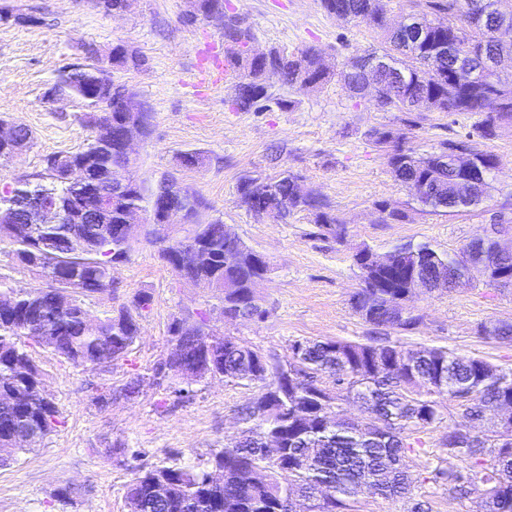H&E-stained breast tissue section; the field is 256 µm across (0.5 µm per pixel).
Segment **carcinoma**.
I'll return each mask as SVG.
<instances>
[{"label":"carcinoma","instance_id":"cac0c4a2","mask_svg":"<svg viewBox=\"0 0 512 512\" xmlns=\"http://www.w3.org/2000/svg\"><path fill=\"white\" fill-rule=\"evenodd\" d=\"M330 15L345 18L375 30L381 47L344 59L340 77L349 90L365 97L385 87L392 73H369L365 61L383 57L393 69L406 73L402 97L383 104V109L397 112H474L480 119L468 133L475 159L482 165H496L492 152L479 148L484 140L498 136L512 124V79L496 72L485 73L491 61L501 56L504 45L495 30L504 21L512 26V15L504 19L483 7L481 0H426L425 10L412 14L422 34L409 38L399 29L387 27L382 0H320ZM203 13L224 15L222 35L225 51L232 54L234 67L244 71L235 88V105L240 111L259 108L271 99L266 82L270 71L280 81L301 89L320 88L330 80L312 49L289 54L271 48L261 56H245L241 48L254 39L251 29L241 18L224 12V0H198ZM444 13L448 21L427 18V12ZM137 54L126 53V46L112 48V65L120 68L140 65ZM88 71L61 75L69 84L71 95L89 101L94 89ZM94 135L87 145L68 153L72 158L91 157L103 167L107 154L100 148L105 118L96 113L88 116ZM369 138L377 145L391 147L389 164L392 173L410 191L414 200L434 212L453 215L478 207L489 197L490 184H474L471 198L460 201L455 193L454 159L449 153L457 139H444L430 152L416 154L404 147L406 136L399 129L373 128ZM59 155L44 159V168L31 174L35 181L49 180V188L66 191L60 181ZM305 178L284 169L271 179L246 176L238 185L241 202L246 205L271 206L283 216L295 211H311L317 224L336 225V238L342 239L344 228L329 211L328 203L315 191L301 193ZM167 188L156 183L148 188L135 185L127 206L152 201ZM198 210L192 224L202 229L210 246V262L201 267L190 263L166 261L175 275L196 286L210 287L226 277L240 281L237 288H223L224 310L239 322L261 320L266 310L260 306L256 289L245 285L252 276L271 273L270 260L243 254L236 241L224 237V224L206 221L201 216L205 204L196 197ZM13 254L23 265L35 262L24 240L9 239ZM134 242L105 238L95 251L69 262L71 287L49 281L45 288L16 290L0 281V297L14 296L11 308L0 311V464L16 448L14 432L26 425L35 426V434L25 444L32 449L58 425V410L52 400L34 392L40 371L31 354L18 339L25 337L52 349L58 356L77 366H95L124 357L139 336V318L151 310L153 296L141 292L129 306H121L100 320L97 331L88 324L83 296L101 294L112 289L113 262L126 263ZM416 250L428 258L429 269L456 267L457 252L439 253L427 243ZM363 288L353 299V308L368 323L392 329H409L419 317L407 312L395 314L405 301L406 273L403 270H374L362 273ZM42 325L51 329L47 340L36 335ZM169 332L181 341L187 365L201 367L203 337L198 329L174 318ZM222 358L216 369L204 372L223 375L225 382H248L258 387L257 395L238 409L237 419L246 424L241 436L213 454L215 467L223 470L224 479L214 482L211 472L191 465H161L140 468L126 485L125 499L129 512H286L293 496L312 498L311 512H348L360 498L407 496L410 481L406 468L398 467L409 453L426 447L424 434L444 422V399H456V391L469 395L471 415L480 416L505 396L512 397V386L497 384L501 372L485 359L456 355L446 348L403 350L397 342L357 343L327 339L295 341L288 355L281 358L236 339L222 342ZM403 354L412 361L409 370L389 368L378 380L372 368L378 358L393 360ZM30 391L29 399L15 404L6 402L10 393ZM359 400L366 414L384 427V433L372 437L353 426L332 419L342 402ZM464 430L448 426L439 441L448 456L464 463L460 469L436 471L433 480L448 482V495L463 498L474 490H494L495 512H512V442L485 447H470L462 436ZM269 435L283 442L278 457L267 455L262 437ZM260 472L258 483L244 481L247 472Z\"/></svg>","mask_w":512,"mask_h":512}]
</instances>
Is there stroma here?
<instances>
[{
    "instance_id": "35a3bbf8",
    "label": "stroma",
    "mask_w": 512,
    "mask_h": 512,
    "mask_svg": "<svg viewBox=\"0 0 512 512\" xmlns=\"http://www.w3.org/2000/svg\"><path fill=\"white\" fill-rule=\"evenodd\" d=\"M224 5L253 31L248 53L311 47L331 80L316 90H299L270 77L273 101L242 112L234 104L237 72L217 73L224 63L222 30L213 22L188 21L187 0H130L125 12L114 15L92 0H0V119L24 125L34 136L28 151L0 164V185L41 171L46 156L87 144L93 134L85 123L87 103L73 96L51 102L46 93L64 70L87 63V47L104 56L126 45L146 64L114 71L113 77L153 114L150 136L135 146L138 179L149 186L175 176L203 199L204 218L222 220L273 264L257 290L265 318L232 322L225 320L215 292L178 279L157 248L139 244L116 268L112 291L83 300L91 317L102 319L136 294H152V308L141 318L126 357L78 367L27 343L60 424L37 448L0 466V512H128L125 487L137 466L175 460L205 468L214 451L238 437L236 410L256 396V386L206 378L189 384L188 395L180 397L149 379L172 347V319L187 312H205L211 329L281 356L294 340L365 343L378 335L407 349L445 347L512 370V343L486 332L512 323V288L491 287L478 276L450 290L419 291L410 306L420 321L407 330L373 326L352 307L361 286L354 260L359 248L381 255L400 244L427 242L450 252L481 234L502 204L512 203V127L483 144L500 163L483 205L456 215L419 211L392 174L389 148L375 145L369 130L404 129L407 147L421 152L466 135L475 115L425 112L415 121L405 112L383 111L372 98L352 96L337 76L341 62L378 47L380 39L364 25L327 14L319 0ZM282 98L292 100V107H280ZM274 149L280 154L275 164L268 158ZM187 151L199 153V166L182 168L180 156ZM283 167L305 176L326 200L345 226L344 240L315 224L308 212L260 219L241 205V178H271ZM381 202L405 211L406 219L382 223ZM137 375L144 378L138 397L95 404L96 395L119 391ZM437 438L430 432L427 447L407 461L408 498H364L353 512H408L415 499L429 501L432 512H484L481 493L459 501L429 480L430 471L459 465L438 448Z\"/></svg>"
}]
</instances>
